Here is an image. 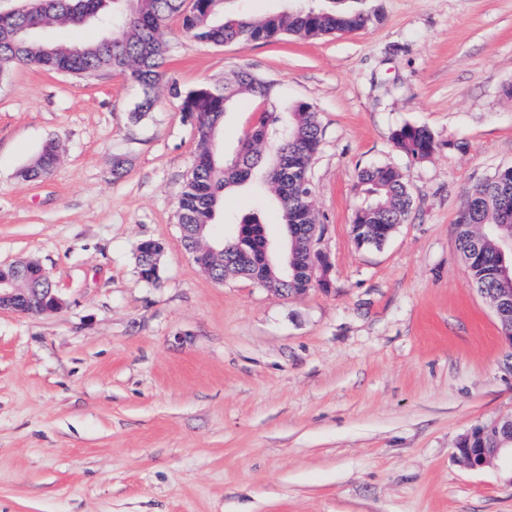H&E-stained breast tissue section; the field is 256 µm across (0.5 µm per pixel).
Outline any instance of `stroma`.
<instances>
[{
    "mask_svg": "<svg viewBox=\"0 0 512 512\" xmlns=\"http://www.w3.org/2000/svg\"><path fill=\"white\" fill-rule=\"evenodd\" d=\"M361 30L202 43L160 30L187 89L248 68L323 128L311 164L329 290L216 282L184 252L177 202L196 141L166 88L140 121L123 74H0V265L37 262L57 311L0 312V512H512L499 467L458 438L512 414L501 326L460 257L466 191L512 166V0H363ZM426 126L416 162L397 129ZM46 176L21 169L48 142ZM124 173L114 176L116 162ZM399 168L408 220L351 236L359 168ZM275 207L227 191L216 223ZM165 247L142 281L140 241ZM395 147L412 160L429 158L436 148L434 137L425 126L406 125L393 134Z\"/></svg>",
    "mask_w": 512,
    "mask_h": 512,
    "instance_id": "stroma-1",
    "label": "stroma"
}]
</instances>
